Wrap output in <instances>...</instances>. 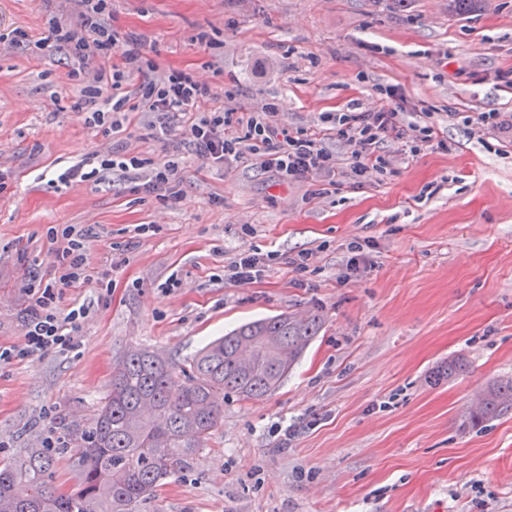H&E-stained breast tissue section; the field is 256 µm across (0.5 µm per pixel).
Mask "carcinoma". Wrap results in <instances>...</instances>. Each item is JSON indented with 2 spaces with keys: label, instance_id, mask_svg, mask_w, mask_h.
Instances as JSON below:
<instances>
[{
  "label": "carcinoma",
  "instance_id": "cac0c4a2",
  "mask_svg": "<svg viewBox=\"0 0 512 512\" xmlns=\"http://www.w3.org/2000/svg\"><path fill=\"white\" fill-rule=\"evenodd\" d=\"M321 327L318 314H281L240 325L186 360L179 372L158 353L131 349L114 363L68 493L48 481L53 458L30 448L0 462V512H136L172 473L203 447L223 417L224 396L244 399L277 389ZM512 410V380L484 388L468 422L477 426ZM18 480L28 495L13 493Z\"/></svg>",
  "mask_w": 512,
  "mask_h": 512
}]
</instances>
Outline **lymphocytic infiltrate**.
Wrapping results in <instances>:
<instances>
[{"label":"lymphocytic infiltrate","instance_id":"obj_1","mask_svg":"<svg viewBox=\"0 0 512 512\" xmlns=\"http://www.w3.org/2000/svg\"><path fill=\"white\" fill-rule=\"evenodd\" d=\"M75 3L79 8L76 24L54 23L52 35L58 46L70 47L75 54H83L90 47L98 51L101 64L92 84L82 89L92 105L84 119L87 127L105 126L113 132L122 129L127 100L119 92L135 78L139 81L136 109L147 116L144 128L149 137L165 141L177 134L192 146L202 163L231 166L250 161L290 183L311 184L331 176L338 186L357 189L370 175L392 172L393 159L386 144H396L401 152L414 156L447 147L433 113L417 111L397 90L390 89L386 92L389 104L365 107L353 101L343 111L322 115L328 131L350 149L347 166H339L319 132L280 126L276 104L268 102L260 110L242 114L201 110V103L211 95L209 84L183 71L161 70L142 36L111 32L103 22L108 0ZM116 55L121 58L117 64L112 61ZM178 169V163L169 157L94 153L61 167L56 182L64 186L76 182L99 185L120 175L144 192L176 203L182 197L176 188ZM90 238L88 230L75 224L52 229V271L47 276L34 275L24 284L30 305L23 324V343L0 346L1 364L73 347L74 334L87 310L79 305L64 312L60 302L65 289L95 278L87 257Z\"/></svg>","mask_w":512,"mask_h":512}]
</instances>
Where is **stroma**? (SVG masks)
<instances>
[{"label":"stroma","instance_id":"1","mask_svg":"<svg viewBox=\"0 0 512 512\" xmlns=\"http://www.w3.org/2000/svg\"><path fill=\"white\" fill-rule=\"evenodd\" d=\"M55 18L75 22L73 0H0V343H22L23 280L49 269V227L91 228L90 263L112 288L65 292L62 308L89 309L72 349L0 367V460L53 439L52 482L70 491L118 353L178 365L244 322L316 312L281 386L227 395L205 448L138 512H512V412L467 421L474 392L512 379V151L486 150L462 122L512 113L499 77L512 70V0L465 13L448 0H112L106 25L206 81L209 108L273 102L285 127L312 130L350 101L386 103L392 86L436 113L449 144L321 197L245 164H201L185 144L172 205L118 178L51 186L94 152L164 155L141 113L119 132L85 126L70 74L94 66L50 43ZM427 185L436 194L419 200ZM242 251L307 252L310 267L240 285L228 265ZM451 358L466 373L433 380Z\"/></svg>","mask_w":512,"mask_h":512}]
</instances>
